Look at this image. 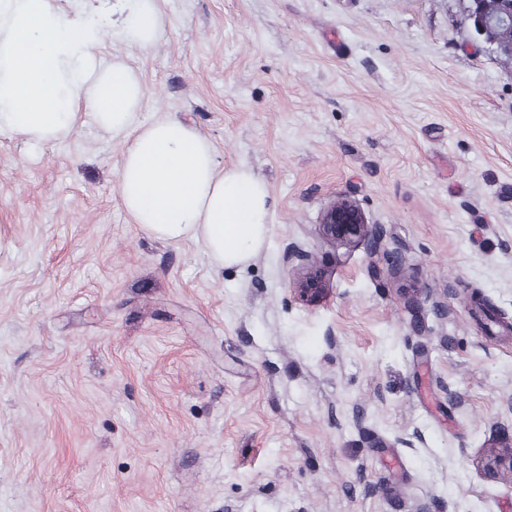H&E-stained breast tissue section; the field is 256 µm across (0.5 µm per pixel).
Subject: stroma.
<instances>
[{"label": "stroma", "mask_w": 512, "mask_h": 512, "mask_svg": "<svg viewBox=\"0 0 512 512\" xmlns=\"http://www.w3.org/2000/svg\"><path fill=\"white\" fill-rule=\"evenodd\" d=\"M468 0H161L157 47L104 42L268 184L241 267L120 204L124 145L0 136V512H512V63ZM347 194L380 253L318 231ZM312 252L326 291L292 289ZM447 295L438 317L426 293ZM288 264L297 271L294 281V290L297 295L306 302L315 303L325 291L322 271L317 267L312 256L307 252L295 248H288Z\"/></svg>", "instance_id": "obj_1"}]
</instances>
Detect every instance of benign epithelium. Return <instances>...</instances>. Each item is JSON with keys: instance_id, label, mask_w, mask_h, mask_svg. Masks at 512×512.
<instances>
[{"instance_id": "1", "label": "benign epithelium", "mask_w": 512, "mask_h": 512, "mask_svg": "<svg viewBox=\"0 0 512 512\" xmlns=\"http://www.w3.org/2000/svg\"><path fill=\"white\" fill-rule=\"evenodd\" d=\"M467 20L476 32L496 46L503 57L512 58V0H470ZM321 237L330 243L367 246L369 253L379 251L384 239L380 225L368 223L359 203L339 195L323 212L319 224ZM288 263L297 271L294 290L309 303L317 302L325 291L322 271L312 256L295 248H288ZM495 469L512 478V443L498 449L493 455Z\"/></svg>"}]
</instances>
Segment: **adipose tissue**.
Returning a JSON list of instances; mask_svg holds the SVG:
<instances>
[{
    "label": "adipose tissue",
    "instance_id": "ef3b65f1",
    "mask_svg": "<svg viewBox=\"0 0 512 512\" xmlns=\"http://www.w3.org/2000/svg\"><path fill=\"white\" fill-rule=\"evenodd\" d=\"M165 28L159 0H121L115 22L59 0H0V135L45 145L88 116L127 143L117 191L133 223L161 240H201L217 267L247 264L269 234L266 182L246 164L221 167L211 143L177 117L140 122L138 72L99 54L106 36L153 49Z\"/></svg>",
    "mask_w": 512,
    "mask_h": 512
}]
</instances>
